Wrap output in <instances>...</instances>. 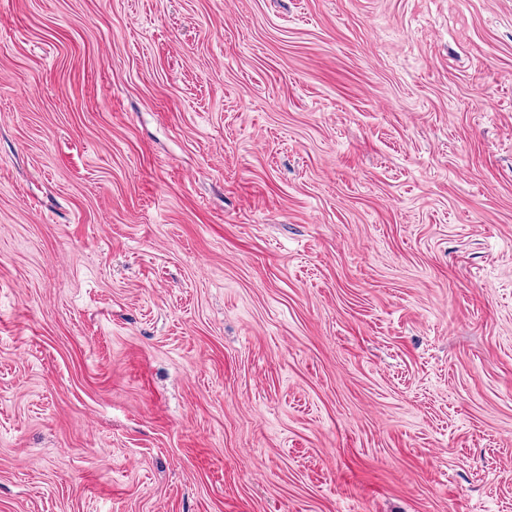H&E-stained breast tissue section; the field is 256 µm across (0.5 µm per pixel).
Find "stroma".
I'll return each mask as SVG.
<instances>
[{
	"label": "stroma",
	"instance_id": "35a3bbf8",
	"mask_svg": "<svg viewBox=\"0 0 512 512\" xmlns=\"http://www.w3.org/2000/svg\"><path fill=\"white\" fill-rule=\"evenodd\" d=\"M0 512H512V0H0Z\"/></svg>",
	"mask_w": 512,
	"mask_h": 512
}]
</instances>
